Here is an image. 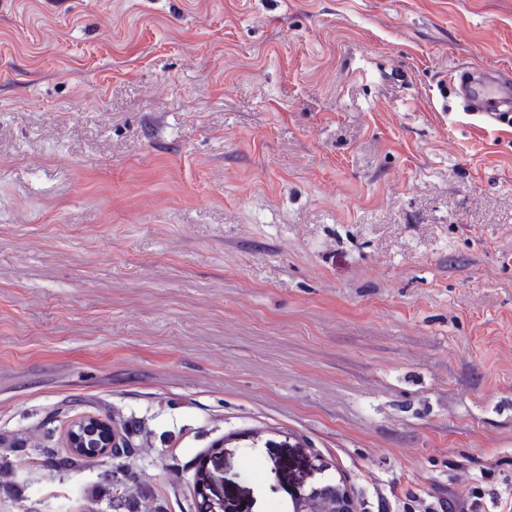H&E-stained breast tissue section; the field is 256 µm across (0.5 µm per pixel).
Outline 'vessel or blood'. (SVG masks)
Returning <instances> with one entry per match:
<instances>
[{
	"mask_svg": "<svg viewBox=\"0 0 512 512\" xmlns=\"http://www.w3.org/2000/svg\"><path fill=\"white\" fill-rule=\"evenodd\" d=\"M459 94L471 111L488 117L512 112V70L469 69L460 76Z\"/></svg>",
	"mask_w": 512,
	"mask_h": 512,
	"instance_id": "obj_1",
	"label": "vessel or blood"
}]
</instances>
